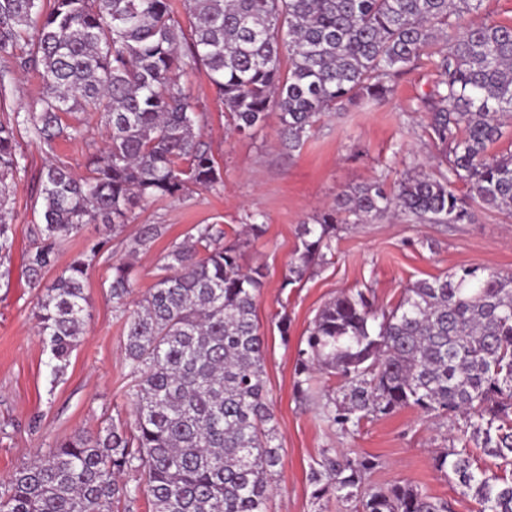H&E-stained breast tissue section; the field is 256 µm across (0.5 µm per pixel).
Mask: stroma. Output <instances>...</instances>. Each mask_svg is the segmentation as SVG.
Here are the masks:
<instances>
[{
  "label": "stroma",
  "instance_id": "1",
  "mask_svg": "<svg viewBox=\"0 0 512 512\" xmlns=\"http://www.w3.org/2000/svg\"><path fill=\"white\" fill-rule=\"evenodd\" d=\"M180 81L197 111L206 115L203 138L223 170L224 186L217 192L195 190L178 200L140 203L121 233H113L108 224H89L62 245L57 269L90 243H106L84 279L91 317L57 379L33 320L39 290L23 273V256L42 222L38 175L54 155L75 176H86L89 158L105 138V123L100 113L80 114L79 135L59 140L51 153L30 135L19 140L23 168L12 196L15 248L10 274L0 278V426L8 431L0 436V483L58 440L94 433L114 422L132 425L134 380L125 356L124 320L108 288L112 264L133 263L135 289L144 293L171 244L194 234L196 225L214 224L224 229L227 239H243L245 266L261 265L267 272L256 315L265 337L266 390L281 458L271 512H355L354 503L312 496L310 469L330 448L376 457L380 466L369 478L373 485L400 478L451 502L454 512H478L476 502L462 496L431 464L436 452L454 443L457 423L404 409L342 432L324 424L314 405L297 399L294 366L311 321L340 292L371 289L382 309L394 305L412 283L462 266L480 265L512 275V215L480 209L470 224L415 223L401 216L343 224L329 263L296 287H281L298 244L299 226L310 221L318 207L381 175L391 188L408 175L443 168L442 147L425 132L422 100L433 89L431 68L403 72L386 102L327 113L314 136L293 152L277 136L274 112L251 134L230 132L204 66L185 67ZM42 92L36 73H16L0 95V119L26 112ZM254 220L266 226L262 237L245 234L246 224ZM144 224L162 225L163 234L148 251L137 253L134 239ZM282 312L290 318L285 339L276 326Z\"/></svg>",
  "mask_w": 512,
  "mask_h": 512
}]
</instances>
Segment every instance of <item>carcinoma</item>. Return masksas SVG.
Segmentation results:
<instances>
[{"label": "carcinoma", "mask_w": 512, "mask_h": 512, "mask_svg": "<svg viewBox=\"0 0 512 512\" xmlns=\"http://www.w3.org/2000/svg\"><path fill=\"white\" fill-rule=\"evenodd\" d=\"M39 2L0 0V88L8 73L30 70L43 85L37 109L0 120V267L14 247L19 134L51 152L65 129L79 134L64 116L95 109L108 135L88 176L60 159L41 171L43 227L25 255L34 285L85 225L117 231L143 201L224 185L202 141L204 114L179 80L191 64L205 66L237 133L275 111L290 149L321 116L386 100L405 68L426 60L433 68L423 105L445 171L411 175L394 193L377 179L317 211L300 225L283 290L326 263L341 224H372L393 209L437 224H468L475 205L512 214V151H489L502 118H512V25L466 24L482 0H184L188 35L170 0ZM161 235L144 224L137 245L147 250ZM104 247L75 256L36 303L56 377L90 318L83 280ZM241 248L216 225H197L134 303L131 265H112L109 289L135 378L133 431L113 424L57 442L0 484V512H113L120 503L132 512L142 497L152 512H269L280 456L256 320L267 273L244 267ZM316 372L340 380L319 416L343 432L404 408L463 420L462 446L438 452L434 469L479 512H512V275L463 266L412 284L380 310L366 291L342 292L318 311L297 352L300 399L312 398ZM475 448L493 465H477ZM377 465L328 450L311 468L312 496L354 499L361 512H452L405 480L368 484ZM123 474L140 479L122 482Z\"/></svg>", "instance_id": "1"}]
</instances>
